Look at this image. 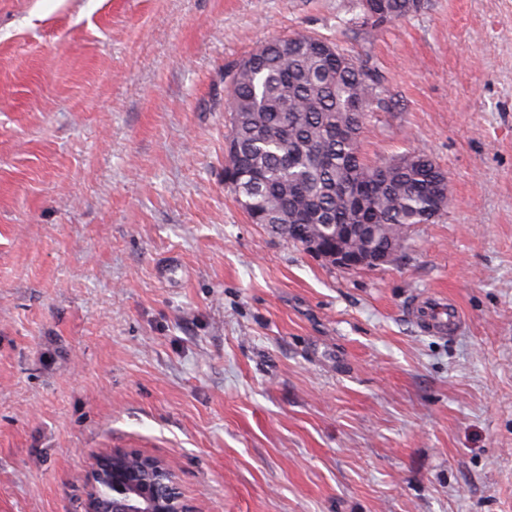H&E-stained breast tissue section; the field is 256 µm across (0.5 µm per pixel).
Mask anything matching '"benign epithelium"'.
I'll return each instance as SVG.
<instances>
[{
	"label": "benign epithelium",
	"mask_w": 512,
	"mask_h": 512,
	"mask_svg": "<svg viewBox=\"0 0 512 512\" xmlns=\"http://www.w3.org/2000/svg\"><path fill=\"white\" fill-rule=\"evenodd\" d=\"M310 255L346 270L363 267L380 268L400 252L351 253L341 245L329 250L321 241L311 238L303 243ZM132 455L143 462L148 477L134 478L130 471L114 464L116 458ZM89 489L88 512H193L179 491L176 473L164 460L140 454L127 448H107L93 455L85 475Z\"/></svg>",
	"instance_id": "benign-epithelium-1"
}]
</instances>
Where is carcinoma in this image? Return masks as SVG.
Here are the masks:
<instances>
[{
	"instance_id": "1",
	"label": "carcinoma",
	"mask_w": 512,
	"mask_h": 512,
	"mask_svg": "<svg viewBox=\"0 0 512 512\" xmlns=\"http://www.w3.org/2000/svg\"><path fill=\"white\" fill-rule=\"evenodd\" d=\"M377 23L417 12V0H359ZM383 103L375 70L325 37L296 34L262 43L236 65L226 110L241 155L224 161L233 194L255 206L253 224L336 237L343 224H370L376 238L430 224L450 203L448 176L424 151L378 164L359 149L368 112Z\"/></svg>"
}]
</instances>
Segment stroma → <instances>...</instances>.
Returning <instances> with one entry per match:
<instances>
[{"mask_svg":"<svg viewBox=\"0 0 512 512\" xmlns=\"http://www.w3.org/2000/svg\"><path fill=\"white\" fill-rule=\"evenodd\" d=\"M376 68L369 162L451 204L350 271L224 183L261 43ZM455 302L456 335L418 298ZM169 462L195 512H512V0H0V512H86L93 455ZM421 0H359L363 11L377 23L391 22L417 12ZM411 312L420 319L429 332L452 335L461 326V316L455 304L447 301H437L433 298L417 300L411 307Z\"/></svg>","mask_w":512,"mask_h":512,"instance_id":"1","label":"stroma"}]
</instances>
